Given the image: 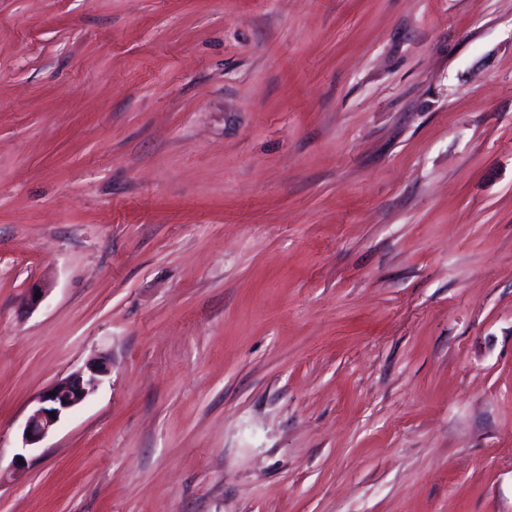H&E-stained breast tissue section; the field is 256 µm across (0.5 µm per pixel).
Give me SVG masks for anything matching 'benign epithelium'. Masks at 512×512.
Instances as JSON below:
<instances>
[{
    "mask_svg": "<svg viewBox=\"0 0 512 512\" xmlns=\"http://www.w3.org/2000/svg\"><path fill=\"white\" fill-rule=\"evenodd\" d=\"M111 372V363L105 357L89 362L85 369L60 379L40 393L34 400L23 431V448L33 450L50 433L62 416L80 405L89 391Z\"/></svg>",
    "mask_w": 512,
    "mask_h": 512,
    "instance_id": "1",
    "label": "benign epithelium"
}]
</instances>
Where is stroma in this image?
<instances>
[{"mask_svg": "<svg viewBox=\"0 0 512 512\" xmlns=\"http://www.w3.org/2000/svg\"><path fill=\"white\" fill-rule=\"evenodd\" d=\"M0 512H512V0H0ZM111 372V363L105 357L89 362L84 370L60 379L40 393L26 419L23 431V449L33 450L50 433L62 416L80 405L89 391ZM66 401V404H63ZM54 413V416H51ZM30 433V436H27Z\"/></svg>", "mask_w": 512, "mask_h": 512, "instance_id": "obj_1", "label": "stroma"}]
</instances>
